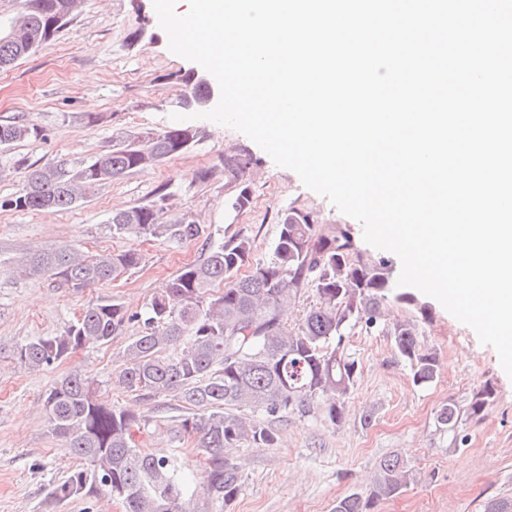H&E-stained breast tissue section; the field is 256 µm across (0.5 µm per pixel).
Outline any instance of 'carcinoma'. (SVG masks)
Segmentation results:
<instances>
[{
    "mask_svg": "<svg viewBox=\"0 0 512 512\" xmlns=\"http://www.w3.org/2000/svg\"><path fill=\"white\" fill-rule=\"evenodd\" d=\"M79 0H23L19 15L0 30V71L33 54L69 23ZM16 27L30 41L11 37ZM180 107L204 108L213 90L195 74L181 78ZM43 127L22 117L0 120V149L43 136ZM191 124L165 126L144 138H129L77 165L52 159L30 165L20 189L0 198V210L43 212L72 208L87 193L125 175L151 169L184 153L197 140ZM246 150L224 158V171L237 177L251 164ZM165 195L150 204L115 211L108 218L112 237L183 244L205 238V252L184 265L166 288L141 312L99 300L89 304L63 333L39 336L16 348L25 369L51 367L90 343L106 344L125 325L139 332L128 344L116 383L129 393L152 398L172 396L188 410L173 430L192 437L207 454L208 480L203 494L212 506L226 505L238 495L241 471L224 449L241 445L266 448L277 440L274 419L293 412L319 410L336 426L357 383L358 363L347 353L346 336L361 327H380L381 309L400 305L431 318L432 307L409 286H397L393 265L358 249L341 224L323 228L313 212L296 206L284 210L278 233L265 260L251 261V240L236 233L210 241L205 229L186 216L162 221ZM251 190L237 187L229 204L240 211L250 204ZM145 255L135 249L85 254L58 247L26 255L14 272L29 279H49L75 290L115 280L138 269ZM249 267L240 276L241 267ZM224 286L221 291L215 288ZM313 292L315 302L298 323L285 319L284 307ZM395 355L409 368L414 385L429 387L438 378V359L421 351L416 324L403 320L389 331ZM495 387L487 382L474 392L466 410L448 403L436 422L453 430L461 419L479 421ZM51 433L61 438L82 462L54 488L66 500L106 491L125 512H190L197 496L173 458L144 453L133 446L132 428L140 420L104 400L93 382L79 374L56 380L45 398ZM416 474L401 454L384 457L369 491L336 501L334 512H375L378 505L403 493Z\"/></svg>",
    "mask_w": 512,
    "mask_h": 512,
    "instance_id": "1",
    "label": "carcinoma"
}]
</instances>
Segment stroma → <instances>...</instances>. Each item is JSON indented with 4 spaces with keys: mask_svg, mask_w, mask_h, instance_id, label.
I'll list each match as a JSON object with an SVG mask.
<instances>
[{
    "mask_svg": "<svg viewBox=\"0 0 512 512\" xmlns=\"http://www.w3.org/2000/svg\"><path fill=\"white\" fill-rule=\"evenodd\" d=\"M198 64L170 52L152 0H83L73 21L11 70L0 72V119L19 116L45 129L42 139L15 144L0 172V197L22 185L24 168L55 157L70 163L100 153L142 132L169 125L183 92L169 81L174 71ZM96 116L97 124L86 121ZM197 142L179 157L99 186L68 211L0 210V512H123L106 492L54 501L52 486L79 467L64 441L52 434L44 400L57 379L81 374L94 379L105 400L142 422L137 448L176 458L196 485L207 480V456L193 439L177 440L172 429L183 410L170 396L152 399L125 392L115 383L124 351L139 328L126 325L106 344H88L42 371L20 366L15 350L26 340L62 333L89 302L112 300L128 311L142 309L166 288L177 271L201 253V242L174 245L114 238L112 212L142 205L165 194L167 214H184L202 224L213 240L242 232L253 256L267 258L278 232L277 216L288 206L312 210L322 226L345 224L361 236V224L304 186L292 170L241 132L208 120L195 122ZM250 151L254 163L245 179L252 190L241 212L228 206L234 181L224 158ZM207 171L199 179V171ZM71 245L92 252L135 249L143 268L114 282L73 290L47 280L18 277L19 257ZM421 322L423 351L435 353L439 377L427 389L413 385L387 333L353 331L346 338L360 374L345 419L334 426L319 413L287 414L270 448H235L242 486L220 512H332L337 499L371 487L381 458L402 453L417 481L378 512H481L491 498L512 497V378L495 350L433 303ZM492 383L496 396L480 421H461L440 430L437 410L446 403L466 408L474 391ZM371 422H364V415Z\"/></svg>",
    "mask_w": 512,
    "mask_h": 512,
    "instance_id": "stroma-1",
    "label": "stroma"
}]
</instances>
